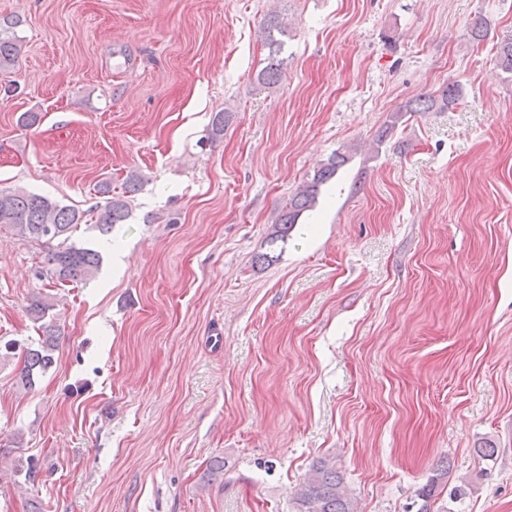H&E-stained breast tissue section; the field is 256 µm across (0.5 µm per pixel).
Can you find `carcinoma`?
<instances>
[{"instance_id":"cac0c4a2","label":"carcinoma","mask_w":512,"mask_h":512,"mask_svg":"<svg viewBox=\"0 0 512 512\" xmlns=\"http://www.w3.org/2000/svg\"><path fill=\"white\" fill-rule=\"evenodd\" d=\"M17 22L0 20V69L12 66L21 51V39L16 31ZM489 21L477 16L470 24L468 35L473 41H482L488 36ZM284 59L279 55L271 58L268 66L258 75V80L271 85L279 81ZM463 87L459 82H450L436 96H424L411 100L391 116L384 133L395 128L407 112L442 111L461 104ZM349 161L348 152H337L324 163L310 181L297 189L290 198L286 210L280 215L268 244L285 242L288 233L296 224L299 215L314 208L320 185L332 179L339 168ZM142 177L137 173L127 175L121 192L114 193L110 186L104 187L109 195L105 204L86 211L60 204L48 196L29 191L23 187L0 191V233L30 244L56 243L48 250L43 266L36 270L38 279L49 278L60 284H85L99 272L101 255L96 249L83 246L73 240L81 226L95 229L106 236L117 224H123L129 217L131 197L139 191ZM55 304L39 295L31 300L28 314L41 332L38 346L27 349L18 383L32 389L36 379L45 374L54 364V353L59 343V328L54 321ZM38 461L28 458L15 469V474L26 483L35 482L39 475ZM438 479L422 488L418 494L420 505L417 512H431V499L439 492ZM294 512H355L354 502L348 496L343 475L336 468V462L323 459L314 464L311 474L301 484L294 496Z\"/></svg>"}]
</instances>
